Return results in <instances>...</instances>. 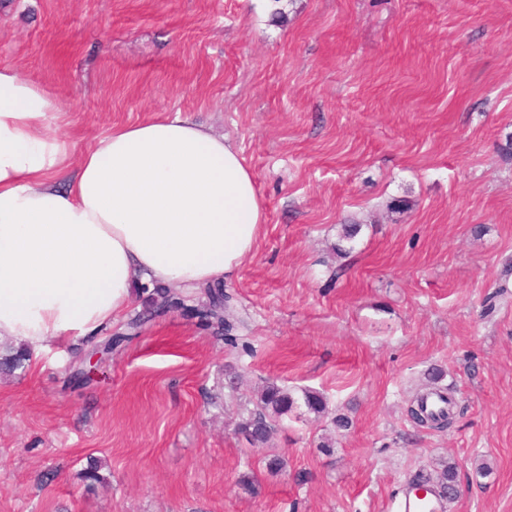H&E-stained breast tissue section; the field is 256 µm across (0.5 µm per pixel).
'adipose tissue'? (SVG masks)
<instances>
[{"instance_id":"ef3b65f1","label":"adipose tissue","mask_w":512,"mask_h":512,"mask_svg":"<svg viewBox=\"0 0 512 512\" xmlns=\"http://www.w3.org/2000/svg\"><path fill=\"white\" fill-rule=\"evenodd\" d=\"M60 104L0 69V341L39 363L49 339L119 319L134 285L232 274L264 204L236 147L181 113L117 126L72 157Z\"/></svg>"}]
</instances>
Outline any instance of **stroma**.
<instances>
[{"label":"stroma","instance_id":"35a3bbf8","mask_svg":"<svg viewBox=\"0 0 512 512\" xmlns=\"http://www.w3.org/2000/svg\"><path fill=\"white\" fill-rule=\"evenodd\" d=\"M0 68L77 153L177 111L227 135L265 211L234 343L198 290L93 380L81 338L0 374V512H398L450 461L447 512H512V0H0ZM268 382L327 411L256 451ZM450 386V428L409 420Z\"/></svg>","mask_w":512,"mask_h":512}]
</instances>
